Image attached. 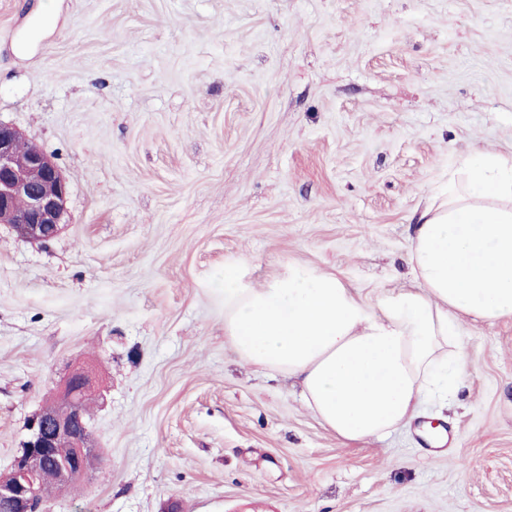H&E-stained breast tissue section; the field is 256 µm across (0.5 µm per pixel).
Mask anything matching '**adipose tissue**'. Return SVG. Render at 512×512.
<instances>
[{
    "mask_svg": "<svg viewBox=\"0 0 512 512\" xmlns=\"http://www.w3.org/2000/svg\"><path fill=\"white\" fill-rule=\"evenodd\" d=\"M465 186L430 200L410 241L411 285L367 300L332 272L291 264L256 287L224 273V336L238 357L298 378L344 444L408 425L465 376L466 322L512 321V157L476 151Z\"/></svg>",
    "mask_w": 512,
    "mask_h": 512,
    "instance_id": "1",
    "label": "adipose tissue"
}]
</instances>
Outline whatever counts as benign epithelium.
<instances>
[{"instance_id":"7a95c632","label":"benign epithelium","mask_w":512,"mask_h":512,"mask_svg":"<svg viewBox=\"0 0 512 512\" xmlns=\"http://www.w3.org/2000/svg\"><path fill=\"white\" fill-rule=\"evenodd\" d=\"M23 143L18 129L0 123V223L20 228L19 235L29 240L45 242L62 228L66 181L50 157ZM90 389L89 371L78 368L64 383L58 402L29 422L27 438L11 466V480L0 481V502L8 504L9 512H40L35 486L49 464H54L56 480L64 488L101 462L85 423L83 396ZM52 448H69L71 453L55 461Z\"/></svg>"}]
</instances>
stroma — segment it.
<instances>
[{"instance_id":"35a3bbf8","label":"stroma","mask_w":512,"mask_h":512,"mask_svg":"<svg viewBox=\"0 0 512 512\" xmlns=\"http://www.w3.org/2000/svg\"><path fill=\"white\" fill-rule=\"evenodd\" d=\"M0 122L68 185L55 238L0 224V473L95 377L102 463L45 512H512V322L351 446L224 337L228 265L410 284L428 198L512 155V0H0Z\"/></svg>"}]
</instances>
